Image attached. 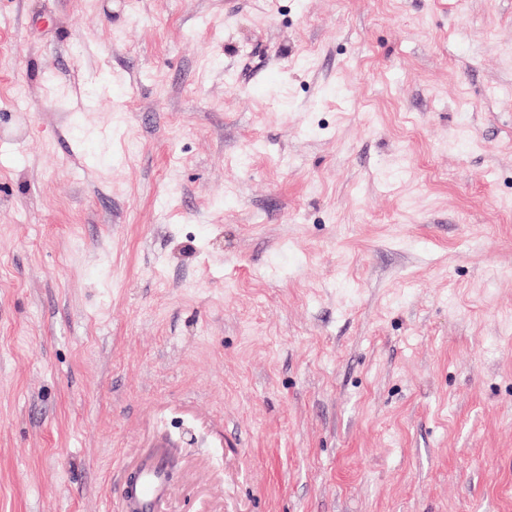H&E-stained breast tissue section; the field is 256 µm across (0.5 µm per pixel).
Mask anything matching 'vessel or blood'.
<instances>
[{
  "instance_id": "1",
  "label": "vessel or blood",
  "mask_w": 512,
  "mask_h": 512,
  "mask_svg": "<svg viewBox=\"0 0 512 512\" xmlns=\"http://www.w3.org/2000/svg\"><path fill=\"white\" fill-rule=\"evenodd\" d=\"M138 473L136 483H123L119 489L122 512H157L167 494L168 463L155 453L141 461Z\"/></svg>"
}]
</instances>
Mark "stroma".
I'll use <instances>...</instances> for the list:
<instances>
[{
	"label": "stroma",
	"mask_w": 512,
	"mask_h": 512,
	"mask_svg": "<svg viewBox=\"0 0 512 512\" xmlns=\"http://www.w3.org/2000/svg\"><path fill=\"white\" fill-rule=\"evenodd\" d=\"M512 512V0H0V512ZM139 478L134 484L129 480L119 488L123 512H158L164 502L169 481L167 461L159 453L143 459L138 468Z\"/></svg>",
	"instance_id": "stroma-1"
}]
</instances>
